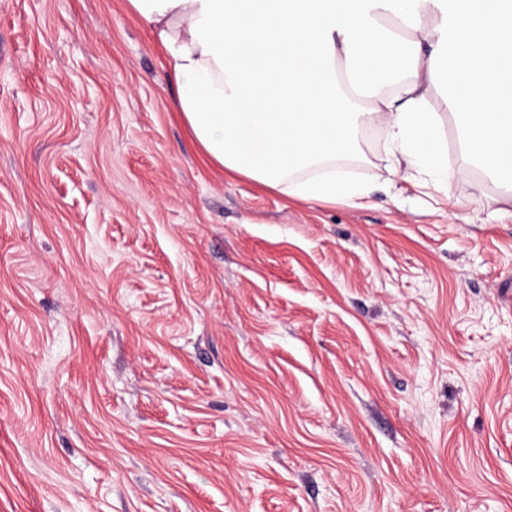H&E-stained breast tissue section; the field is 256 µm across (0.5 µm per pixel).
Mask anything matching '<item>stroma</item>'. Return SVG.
I'll list each match as a JSON object with an SVG mask.
<instances>
[{
    "label": "stroma",
    "instance_id": "stroma-1",
    "mask_svg": "<svg viewBox=\"0 0 512 512\" xmlns=\"http://www.w3.org/2000/svg\"><path fill=\"white\" fill-rule=\"evenodd\" d=\"M126 0H0V512H512V203L207 164Z\"/></svg>",
    "mask_w": 512,
    "mask_h": 512
}]
</instances>
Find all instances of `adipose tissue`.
Listing matches in <instances>:
<instances>
[{
  "label": "adipose tissue",
  "mask_w": 512,
  "mask_h": 512,
  "mask_svg": "<svg viewBox=\"0 0 512 512\" xmlns=\"http://www.w3.org/2000/svg\"><path fill=\"white\" fill-rule=\"evenodd\" d=\"M164 48L208 162L297 200L358 203L360 128L390 173L448 191L480 169L512 201V0H127ZM398 76L391 92L377 78ZM458 121L449 157L430 104Z\"/></svg>",
  "instance_id": "1"
}]
</instances>
